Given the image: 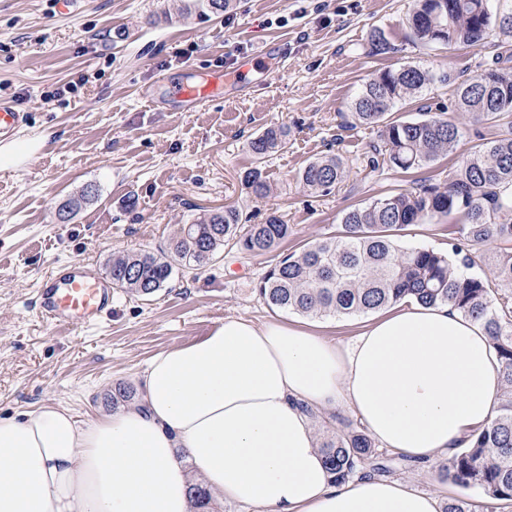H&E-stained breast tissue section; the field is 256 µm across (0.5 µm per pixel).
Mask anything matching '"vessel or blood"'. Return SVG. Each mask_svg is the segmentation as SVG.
I'll return each instance as SVG.
<instances>
[{
  "mask_svg": "<svg viewBox=\"0 0 512 512\" xmlns=\"http://www.w3.org/2000/svg\"><path fill=\"white\" fill-rule=\"evenodd\" d=\"M224 90V72L210 71L200 81L179 86L163 85L165 98L180 111L200 112ZM30 115L14 98L0 96V147L9 146L24 129ZM115 289L109 276L80 259L58 264L42 280L36 299L40 318L51 328L97 324L112 312Z\"/></svg>",
  "mask_w": 512,
  "mask_h": 512,
  "instance_id": "vessel-or-blood-1",
  "label": "vessel or blood"
}]
</instances>
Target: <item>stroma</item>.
Here are the masks:
<instances>
[{
  "instance_id": "1",
  "label": "stroma",
  "mask_w": 512,
  "mask_h": 512,
  "mask_svg": "<svg viewBox=\"0 0 512 512\" xmlns=\"http://www.w3.org/2000/svg\"><path fill=\"white\" fill-rule=\"evenodd\" d=\"M415 7L416 0H240L217 16L185 12L181 0H80L65 16L54 0H0V94L31 113V136L46 145L29 167L0 173V417L59 403L92 420L109 410L105 393L136 385L152 356L205 336L227 317L258 325L278 319L350 340L364 316L309 318L269 308L256 288L272 254L245 255L229 245L199 270L174 261L171 278L151 297L117 292L111 316L89 327L48 330L34 299L56 263L79 258L104 271L112 255L159 252L178 225L206 210L235 206L246 224L277 213L290 227L284 247L292 251L334 234L349 207L411 189L417 179L447 183L463 153L499 132L457 111L454 86L490 68L498 48L420 45L407 24ZM376 28L391 51H370ZM273 41L287 44V56L266 55L246 94L227 81L223 98L191 113L145 97L158 77L229 73L239 55ZM407 62L451 75V83L429 85L421 102L465 130L456 152L413 177L370 171L379 129L360 123L351 108L369 79ZM56 90L60 98L45 102ZM272 125L287 127L288 146L265 159L271 192L257 199L242 184L254 165L248 143ZM328 153L343 157L347 176L329 195L311 193L300 173ZM89 184L96 197L60 221L58 207ZM388 465L391 477L443 500L482 499L440 480L437 467L397 457Z\"/></svg>"
}]
</instances>
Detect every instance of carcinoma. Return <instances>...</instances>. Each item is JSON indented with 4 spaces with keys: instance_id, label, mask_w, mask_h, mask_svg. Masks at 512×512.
Listing matches in <instances>:
<instances>
[{
    "instance_id": "1",
    "label": "carcinoma",
    "mask_w": 512,
    "mask_h": 512,
    "mask_svg": "<svg viewBox=\"0 0 512 512\" xmlns=\"http://www.w3.org/2000/svg\"><path fill=\"white\" fill-rule=\"evenodd\" d=\"M235 0H184L182 9L203 8L228 14ZM489 0H417L408 19L414 38L429 46H470L493 31L512 37V10L496 17ZM497 58L507 66L491 68L456 88L458 109L476 121H491L506 129L463 154L448 184H424L377 198L349 209L336 234L305 245L298 252L280 253L289 225L271 213L262 224H240V211L226 206L183 224L171 238L169 253L189 266L203 268L232 243L246 254L276 253V261L260 281L259 297L271 308L307 317L355 316L376 312L403 301L423 306L450 305L482 325L492 341L502 380L491 422L472 435L470 444L445 459L439 475L463 489H478L483 512L512 504V45H500ZM448 83L418 65L385 70L367 81L352 101L359 121L382 128L381 143L371 146L368 165L400 173L421 169L451 153L463 135L461 128L437 117L401 120L393 116L399 104L420 97L434 81ZM288 131L270 127L248 143L255 160L286 149ZM347 169L337 154L310 162L301 172L304 187L327 195L344 180ZM248 193L264 198L269 185L261 167L244 173ZM95 196L84 187L76 200L61 206L66 219L80 203ZM463 217L448 251L414 248L404 251L397 237L416 224H440ZM493 243L490 254L480 248ZM108 274L116 288L149 297L171 277L166 253L139 251L112 257ZM129 385L112 390V407L131 403ZM325 465L342 483L369 470L389 472L377 446L364 429L336 423V417L308 410ZM193 512H218L217 500L201 478L190 477Z\"/></svg>"
}]
</instances>
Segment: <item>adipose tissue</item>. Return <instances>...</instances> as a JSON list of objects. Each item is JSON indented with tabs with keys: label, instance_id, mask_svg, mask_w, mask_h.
<instances>
[{
	"label": "adipose tissue",
	"instance_id": "obj_1",
	"mask_svg": "<svg viewBox=\"0 0 512 512\" xmlns=\"http://www.w3.org/2000/svg\"><path fill=\"white\" fill-rule=\"evenodd\" d=\"M138 389L89 422L61 404L0 418V512H192L193 473L254 512H438L387 476L334 483L303 408L353 413L379 447L430 465L492 419L501 380L477 323L408 302L347 344L228 317L154 355Z\"/></svg>",
	"mask_w": 512,
	"mask_h": 512
}]
</instances>
